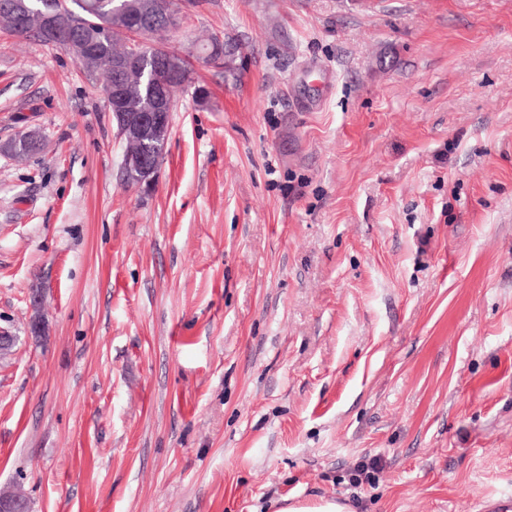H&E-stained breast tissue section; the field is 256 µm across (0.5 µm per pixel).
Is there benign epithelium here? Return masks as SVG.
<instances>
[{"label": "benign epithelium", "mask_w": 512, "mask_h": 512, "mask_svg": "<svg viewBox=\"0 0 512 512\" xmlns=\"http://www.w3.org/2000/svg\"><path fill=\"white\" fill-rule=\"evenodd\" d=\"M122 29L134 32L138 45L146 43L151 35L150 28L158 20L173 25L180 22V14L172 10L169 0H156L154 11L132 10L123 16ZM64 47L77 60L89 61L96 69H105L112 78L110 93L106 98L108 110L112 112V124L119 137L134 142L137 149L124 153L121 170L127 185L149 190L154 187L160 165L164 159L167 143L170 113L173 102L169 96L170 82L182 78L184 62L189 55L174 51L163 59L152 77L154 107L141 111L137 99L130 91L132 73L139 70L141 51L136 50L122 57L103 58L93 48V43L81 39L65 42ZM11 154L17 157L40 151L39 134L31 131L15 139ZM28 498L22 492L0 493V512H27Z\"/></svg>", "instance_id": "7a95c632"}]
</instances>
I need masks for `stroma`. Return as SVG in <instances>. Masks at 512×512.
<instances>
[{
	"label": "stroma",
	"mask_w": 512,
	"mask_h": 512,
	"mask_svg": "<svg viewBox=\"0 0 512 512\" xmlns=\"http://www.w3.org/2000/svg\"><path fill=\"white\" fill-rule=\"evenodd\" d=\"M155 188L0 29V488L33 512L512 498V0H192ZM43 293L32 338L30 294Z\"/></svg>",
	"instance_id": "stroma-1"
}]
</instances>
